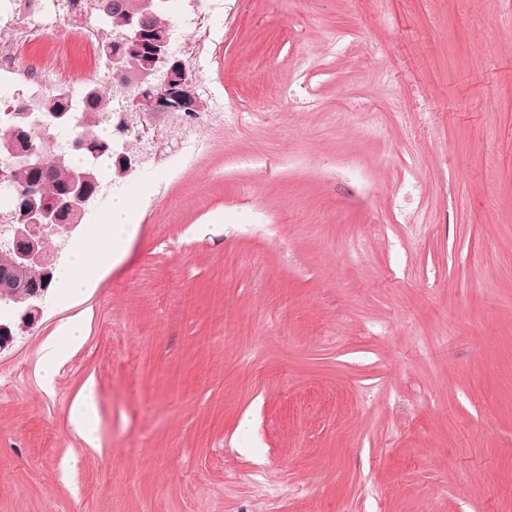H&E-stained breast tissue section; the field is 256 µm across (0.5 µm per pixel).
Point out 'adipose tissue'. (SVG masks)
Listing matches in <instances>:
<instances>
[{
    "label": "adipose tissue",
    "mask_w": 512,
    "mask_h": 512,
    "mask_svg": "<svg viewBox=\"0 0 512 512\" xmlns=\"http://www.w3.org/2000/svg\"><path fill=\"white\" fill-rule=\"evenodd\" d=\"M136 230L134 212L128 196H113L102 224V236L98 244L86 241L75 243L69 267L59 287L64 298L83 296L89 286V272L105 266L129 244ZM85 338V323L81 316H74L62 323L56 339L42 345L38 351L44 386H52L54 377L67 358L66 345H77ZM69 423L86 446L94 448L99 442L100 409L93 383H86L72 400Z\"/></svg>",
    "instance_id": "ef3b65f1"
}]
</instances>
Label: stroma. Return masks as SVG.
<instances>
[{"mask_svg":"<svg viewBox=\"0 0 512 512\" xmlns=\"http://www.w3.org/2000/svg\"><path fill=\"white\" fill-rule=\"evenodd\" d=\"M203 150L102 170L140 216L0 351V512H503L512 501V0H206ZM23 68L107 63L57 10ZM86 319L52 388L38 350ZM94 380L99 445L68 407Z\"/></svg>","mask_w":512,"mask_h":512,"instance_id":"35a3bbf8","label":"stroma"}]
</instances>
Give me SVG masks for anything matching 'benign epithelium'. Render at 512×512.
Segmentation results:
<instances>
[{
    "label": "benign epithelium",
    "instance_id": "1",
    "mask_svg": "<svg viewBox=\"0 0 512 512\" xmlns=\"http://www.w3.org/2000/svg\"><path fill=\"white\" fill-rule=\"evenodd\" d=\"M119 37L131 44L132 50L147 51L149 57L144 66L133 72H116L117 91L134 89L125 96L127 112H139L142 119L149 120L170 112L204 110L205 102L196 91L189 66L170 51V29L143 30L140 19L131 16ZM44 163L42 152L31 141L26 148L0 158V189L10 190L11 173L15 168H37ZM88 179L90 176L84 173L73 174L69 188L62 195L36 189L26 193L15 216L16 223L9 225L15 262L38 269L39 278L46 283L51 282L56 273L54 256L46 248L47 233L68 226V220L85 213ZM45 293L46 289L42 288L26 297L27 304L20 308L22 322L18 331H27L39 321Z\"/></svg>",
    "mask_w": 512,
    "mask_h": 512
}]
</instances>
